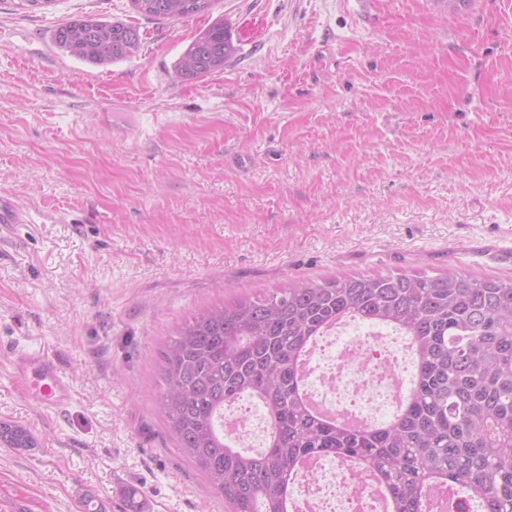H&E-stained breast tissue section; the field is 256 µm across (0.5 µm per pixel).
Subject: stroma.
<instances>
[{
	"mask_svg": "<svg viewBox=\"0 0 512 512\" xmlns=\"http://www.w3.org/2000/svg\"><path fill=\"white\" fill-rule=\"evenodd\" d=\"M139 27L134 57L79 61L55 28ZM223 19V70L179 81ZM150 116L138 139L112 129ZM0 512H229L157 406L161 353L200 309L302 279L512 278V0H0ZM56 356L58 416L11 388L17 350ZM131 2L137 13L146 18L173 19L207 14L215 0H131ZM0 442L11 448H32L35 444V439L32 434L22 426L0 423Z\"/></svg>",
	"mask_w": 512,
	"mask_h": 512,
	"instance_id": "obj_1",
	"label": "stroma"
}]
</instances>
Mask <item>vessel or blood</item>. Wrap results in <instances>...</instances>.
<instances>
[{
  "instance_id": "b4317fda",
  "label": "vessel or blood",
  "mask_w": 512,
  "mask_h": 512,
  "mask_svg": "<svg viewBox=\"0 0 512 512\" xmlns=\"http://www.w3.org/2000/svg\"><path fill=\"white\" fill-rule=\"evenodd\" d=\"M13 383L48 413L67 407L72 387L58 361L44 351H20L12 359Z\"/></svg>"
}]
</instances>
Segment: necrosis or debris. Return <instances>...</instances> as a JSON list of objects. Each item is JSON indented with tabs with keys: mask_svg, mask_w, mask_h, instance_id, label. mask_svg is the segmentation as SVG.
I'll return each mask as SVG.
<instances>
[{
	"mask_svg": "<svg viewBox=\"0 0 512 512\" xmlns=\"http://www.w3.org/2000/svg\"><path fill=\"white\" fill-rule=\"evenodd\" d=\"M408 371L382 335L366 332L342 342L329 334L312 356L306 383L329 413L369 423L397 408ZM224 429L254 448L263 444L267 422L257 405L239 399L225 405ZM296 500L299 512H380L372 482L341 461L317 462L301 478Z\"/></svg>",
	"mask_w": 512,
	"mask_h": 512,
	"instance_id": "4bbe7bcc",
	"label": "necrosis or debris"
}]
</instances>
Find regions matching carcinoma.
<instances>
[{
  "label": "carcinoma",
  "instance_id": "cac0c4a2",
  "mask_svg": "<svg viewBox=\"0 0 512 512\" xmlns=\"http://www.w3.org/2000/svg\"><path fill=\"white\" fill-rule=\"evenodd\" d=\"M149 19L208 13L215 0H131ZM63 52L92 65L135 56L139 28L85 17L53 34ZM238 51L217 20L174 65L183 81L224 68ZM354 320L409 337V391L380 424L313 413L302 398V353L332 326ZM158 400L185 456L231 512H286L291 477L312 457L350 460L376 477L394 512H465L444 489L471 490L479 512H512V280L342 276L299 282L262 298L205 308L178 325L160 364ZM249 396L265 412V449L224 435V405ZM0 442L31 448L24 427L0 423Z\"/></svg>",
  "mask_w": 512,
  "mask_h": 512
}]
</instances>
